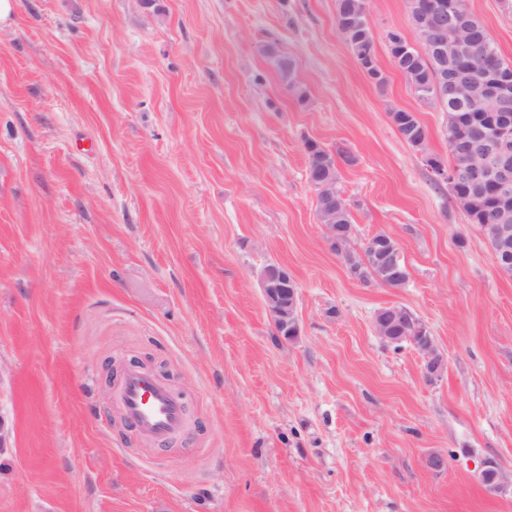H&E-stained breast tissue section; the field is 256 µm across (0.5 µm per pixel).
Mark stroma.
<instances>
[{"mask_svg":"<svg viewBox=\"0 0 512 512\" xmlns=\"http://www.w3.org/2000/svg\"><path fill=\"white\" fill-rule=\"evenodd\" d=\"M468 5L511 64L512 0ZM367 6L381 85L336 0H16L0 24V512H512L478 478L488 457L512 473V277L423 161L448 141L389 52L391 30L417 40L408 0ZM308 139L352 152L351 246L398 240L406 287L363 284L330 249ZM270 263L298 285L292 341L265 308ZM393 305L428 325L435 381L377 335ZM140 364L183 399L184 435L124 418L109 376ZM262 53L274 67L284 88L293 93L299 102H304L307 96L299 81H296L295 61L283 53L275 43H266L262 47ZM391 114L392 120L401 137L409 145L420 149V147L425 144L428 132L422 123L414 116V113L398 110Z\"/></svg>","mask_w":512,"mask_h":512,"instance_id":"1","label":"stroma"}]
</instances>
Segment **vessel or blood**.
<instances>
[{
    "mask_svg": "<svg viewBox=\"0 0 512 512\" xmlns=\"http://www.w3.org/2000/svg\"><path fill=\"white\" fill-rule=\"evenodd\" d=\"M115 392L125 418L141 435L164 442L186 430L183 401L150 373L127 368L116 382Z\"/></svg>",
    "mask_w": 512,
    "mask_h": 512,
    "instance_id": "obj_1",
    "label": "vessel or blood"
}]
</instances>
